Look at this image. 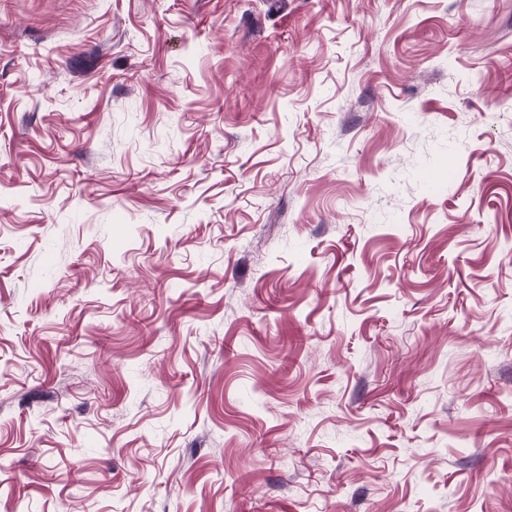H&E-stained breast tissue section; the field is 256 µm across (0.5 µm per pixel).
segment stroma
<instances>
[{
    "label": "stroma",
    "mask_w": 512,
    "mask_h": 512,
    "mask_svg": "<svg viewBox=\"0 0 512 512\" xmlns=\"http://www.w3.org/2000/svg\"><path fill=\"white\" fill-rule=\"evenodd\" d=\"M0 512H512V0H0Z\"/></svg>",
    "instance_id": "stroma-1"
}]
</instances>
